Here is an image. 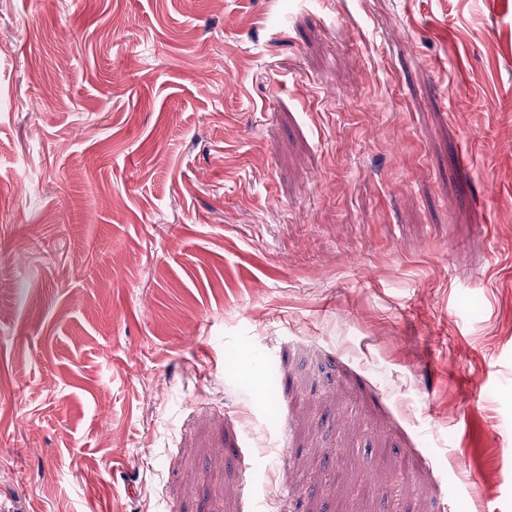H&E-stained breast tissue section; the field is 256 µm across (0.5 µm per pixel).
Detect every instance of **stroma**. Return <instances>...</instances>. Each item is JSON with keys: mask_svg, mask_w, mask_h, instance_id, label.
<instances>
[{"mask_svg": "<svg viewBox=\"0 0 512 512\" xmlns=\"http://www.w3.org/2000/svg\"><path fill=\"white\" fill-rule=\"evenodd\" d=\"M509 448L512 0H0L1 501L512 512Z\"/></svg>", "mask_w": 512, "mask_h": 512, "instance_id": "obj_1", "label": "stroma"}]
</instances>
